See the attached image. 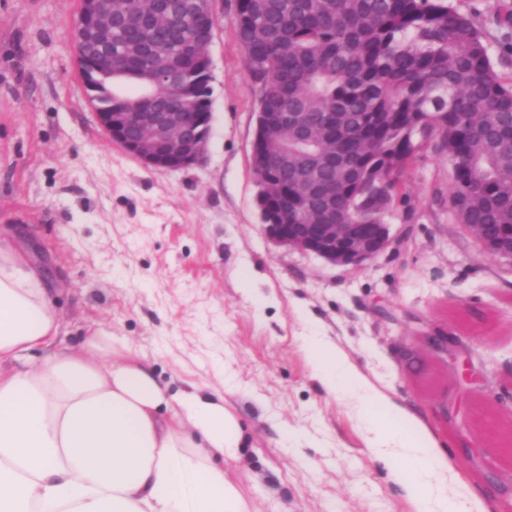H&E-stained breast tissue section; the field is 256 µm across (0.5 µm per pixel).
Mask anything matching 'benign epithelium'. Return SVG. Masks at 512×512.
I'll return each instance as SVG.
<instances>
[{
  "mask_svg": "<svg viewBox=\"0 0 512 512\" xmlns=\"http://www.w3.org/2000/svg\"><path fill=\"white\" fill-rule=\"evenodd\" d=\"M224 0H188L187 9L218 21ZM112 0H81L75 21L77 61L88 83L112 78ZM215 29L204 39H194L198 61L211 70L210 48ZM113 89L106 90V103L96 112V119L113 143L144 165L168 171H180L201 164L205 158L211 130L212 113L183 112L181 99L168 100V112H114ZM251 167L261 172L269 191L282 189L277 175V158L266 147L260 128H255ZM266 236L285 249L311 254L338 266L361 267L383 253L392 243L387 224L288 223V215L260 209ZM483 251L512 261V238L479 235ZM420 347H404L401 358L411 374L420 371L422 353L441 354L464 384L473 382L468 353L459 339L447 333H429L419 337Z\"/></svg>",
  "mask_w": 512,
  "mask_h": 512,
  "instance_id": "benign-epithelium-1",
  "label": "benign epithelium"
}]
</instances>
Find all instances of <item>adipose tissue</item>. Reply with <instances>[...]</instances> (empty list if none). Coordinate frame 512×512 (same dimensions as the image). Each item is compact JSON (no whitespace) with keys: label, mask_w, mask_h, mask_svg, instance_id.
Listing matches in <instances>:
<instances>
[{"label":"adipose tissue","mask_w":512,"mask_h":512,"mask_svg":"<svg viewBox=\"0 0 512 512\" xmlns=\"http://www.w3.org/2000/svg\"><path fill=\"white\" fill-rule=\"evenodd\" d=\"M55 296L0 238V512H251L224 461L242 430L223 395L170 393L144 355L93 335L65 353ZM313 371L370 413V450L416 512H483L420 420L311 340Z\"/></svg>","instance_id":"1"}]
</instances>
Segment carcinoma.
Here are the masks:
<instances>
[{"label": "carcinoma", "mask_w": 512, "mask_h": 512, "mask_svg": "<svg viewBox=\"0 0 512 512\" xmlns=\"http://www.w3.org/2000/svg\"><path fill=\"white\" fill-rule=\"evenodd\" d=\"M184 27L156 29L135 45L112 27L116 74L137 84L163 70L194 112L210 108ZM260 112L288 113L269 133L288 181L273 204L290 220L337 209L385 222L419 151L435 143L453 162L452 224L512 225V77L496 69L481 32L450 0H240L234 19ZM336 194L314 201L297 173Z\"/></svg>", "instance_id": "obj_1"}]
</instances>
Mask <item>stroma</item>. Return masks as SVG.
Listing matches in <instances>:
<instances>
[{"mask_svg": "<svg viewBox=\"0 0 512 512\" xmlns=\"http://www.w3.org/2000/svg\"><path fill=\"white\" fill-rule=\"evenodd\" d=\"M512 76L497 18L512 0H451ZM79 0H0V233L17 236L57 288L58 351L109 334L173 389L224 396L243 442L224 469L252 512H414L392 463L367 446L346 395L315 379L309 337L336 344L399 405L429 419L485 512H512V262L448 221L453 170L432 148L402 177L395 238L362 267L334 266L264 234L251 168L258 107L224 0L211 45L207 158L166 171L99 126L74 41ZM458 336L475 382L400 350L421 332Z\"/></svg>", "mask_w": 512, "mask_h": 512, "instance_id": "obj_1", "label": "stroma"}]
</instances>
